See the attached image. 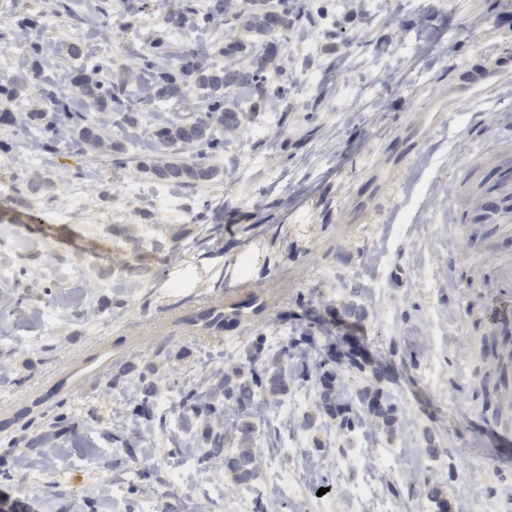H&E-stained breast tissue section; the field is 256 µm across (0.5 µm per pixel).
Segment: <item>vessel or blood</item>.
<instances>
[{"instance_id":"obj_1","label":"vessel or blood","mask_w":512,"mask_h":512,"mask_svg":"<svg viewBox=\"0 0 512 512\" xmlns=\"http://www.w3.org/2000/svg\"><path fill=\"white\" fill-rule=\"evenodd\" d=\"M497 174L479 193L477 216L480 222L492 225L494 236L512 234V140L499 139L491 148ZM487 257L497 269L495 294L487 313L490 325L512 319V256L502 255L493 248L476 246L455 255V263H465Z\"/></svg>"}]
</instances>
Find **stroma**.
<instances>
[{"label":"stroma","instance_id":"obj_1","mask_svg":"<svg viewBox=\"0 0 512 512\" xmlns=\"http://www.w3.org/2000/svg\"><path fill=\"white\" fill-rule=\"evenodd\" d=\"M173 0H150L129 27L88 34L44 10L43 39L89 40L85 68L111 60L131 68L148 38L210 48L214 30L166 23ZM312 22H292L265 73L283 97L240 100L242 128L225 135L210 162L222 174L179 189L138 168L144 142L109 127L124 166L107 155H79L68 143L33 147L29 128L0 130V410L32 406L37 427L57 428L59 453L17 445L0 430L9 478L0 493L34 503L36 512H141L152 499L195 512H325L314 494L276 493L281 442L287 467L307 475L319 460L318 487L332 493L326 512H377L342 479L365 467L375 486L396 487L398 512H433L419 487L439 483L450 512H512V443L500 442L482 378L489 334L487 285L493 263L451 266L468 241L457 232L472 213L486 149L512 133V0H304ZM508 68L481 89L462 91L461 75L478 61ZM53 184L52 199L26 193L33 175ZM73 219L58 220L61 209ZM217 298L223 309L257 300L203 343L181 316ZM365 305V320L340 321V309ZM324 339L361 337L370 367L347 371L357 390L376 364L397 375L391 388L405 413L393 433L323 424L318 386L296 383L288 414L255 424L263 461L256 478L236 482L221 464L198 466L175 485L169 467L191 447L178 408L183 391L217 368L246 364L248 348L277 354L306 324ZM134 372L113 381V364ZM151 371L152 421L112 469L108 433L137 403L138 372ZM64 384L58 399L35 405L48 376ZM312 416V428L296 422ZM438 456L425 452L428 441Z\"/></svg>","mask_w":512,"mask_h":512}]
</instances>
